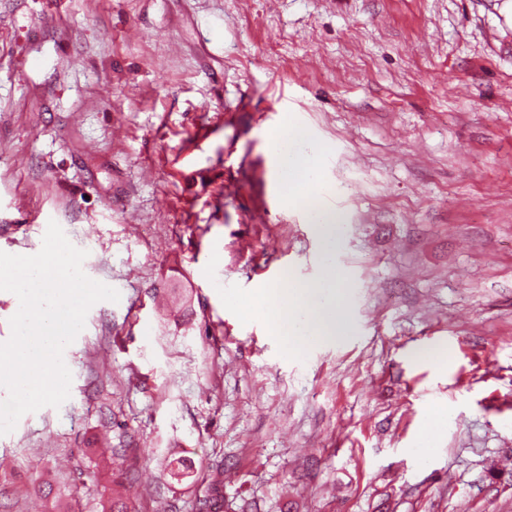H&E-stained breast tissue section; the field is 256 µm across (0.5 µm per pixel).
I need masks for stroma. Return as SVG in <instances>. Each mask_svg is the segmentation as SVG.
<instances>
[{"label":"stroma","mask_w":512,"mask_h":512,"mask_svg":"<svg viewBox=\"0 0 512 512\" xmlns=\"http://www.w3.org/2000/svg\"><path fill=\"white\" fill-rule=\"evenodd\" d=\"M52 220L120 299L0 512H101L104 441L140 512H512V0H0V251ZM330 267L345 336L257 313ZM317 160L314 153L298 152L282 155L279 171L288 175L289 192H301L315 187Z\"/></svg>","instance_id":"obj_1"}]
</instances>
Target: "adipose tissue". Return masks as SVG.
Here are the masks:
<instances>
[{"label":"adipose tissue","instance_id":"obj_1","mask_svg":"<svg viewBox=\"0 0 512 512\" xmlns=\"http://www.w3.org/2000/svg\"><path fill=\"white\" fill-rule=\"evenodd\" d=\"M335 279L308 283L300 288H262L257 303L270 310L274 322L282 331L305 324L308 335L320 340H332L347 328L341 295L326 296V289L335 287Z\"/></svg>","mask_w":512,"mask_h":512}]
</instances>
